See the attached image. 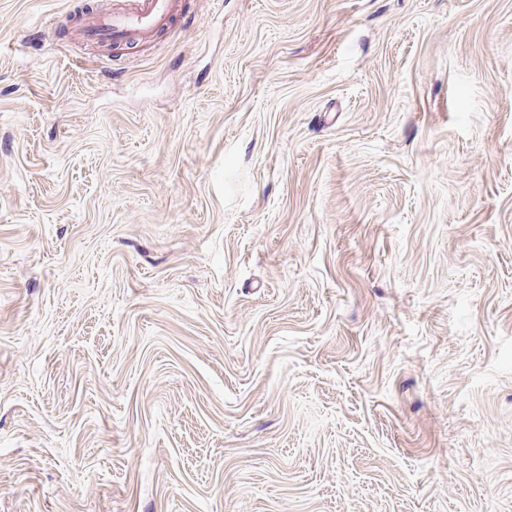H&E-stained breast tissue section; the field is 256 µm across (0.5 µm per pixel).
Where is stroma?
<instances>
[{
	"mask_svg": "<svg viewBox=\"0 0 512 512\" xmlns=\"http://www.w3.org/2000/svg\"><path fill=\"white\" fill-rule=\"evenodd\" d=\"M0 0V512H512V0ZM179 0H139L132 10L86 12L81 21L87 39L141 44L177 16Z\"/></svg>",
	"mask_w": 512,
	"mask_h": 512,
	"instance_id": "35a3bbf8",
	"label": "stroma"
}]
</instances>
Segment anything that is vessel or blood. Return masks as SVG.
<instances>
[{
    "instance_id": "1",
    "label": "vessel or blood",
    "mask_w": 512,
    "mask_h": 512,
    "mask_svg": "<svg viewBox=\"0 0 512 512\" xmlns=\"http://www.w3.org/2000/svg\"><path fill=\"white\" fill-rule=\"evenodd\" d=\"M178 11V0H137L133 9L87 12L81 21L89 40L132 45L149 41Z\"/></svg>"
}]
</instances>
